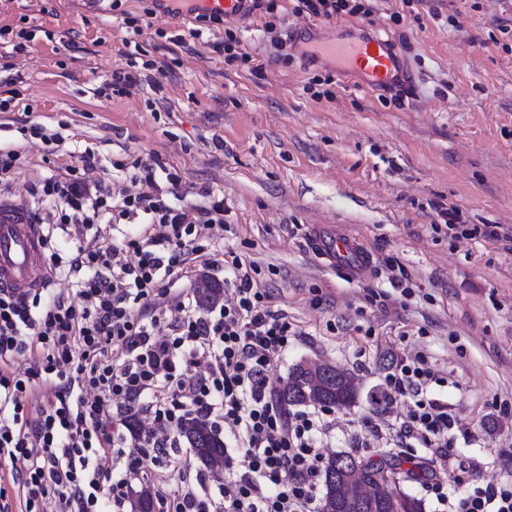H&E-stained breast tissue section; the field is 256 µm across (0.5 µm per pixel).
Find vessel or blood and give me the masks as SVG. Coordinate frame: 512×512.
Returning <instances> with one entry per match:
<instances>
[{
  "mask_svg": "<svg viewBox=\"0 0 512 512\" xmlns=\"http://www.w3.org/2000/svg\"><path fill=\"white\" fill-rule=\"evenodd\" d=\"M251 0H157L156 13L168 17L178 10L191 15L221 13L225 18L247 15ZM306 55H316L354 70L368 90L406 83V64L390 40L360 34L348 38L326 36L299 42ZM306 246L328 265L340 266L353 278L363 277L371 256L358 236L328 226L310 227ZM42 227L27 209L0 201V290L24 294L46 286L52 272L43 255Z\"/></svg>",
  "mask_w": 512,
  "mask_h": 512,
  "instance_id": "1",
  "label": "vessel or blood"
}]
</instances>
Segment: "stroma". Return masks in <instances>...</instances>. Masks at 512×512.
Instances as JSON below:
<instances>
[{"mask_svg":"<svg viewBox=\"0 0 512 512\" xmlns=\"http://www.w3.org/2000/svg\"><path fill=\"white\" fill-rule=\"evenodd\" d=\"M150 6L0 0V27L10 29L0 99L18 104L0 112V149L21 152L0 198L27 203L29 188L88 151L104 195L125 186L119 162L178 173L187 204L223 199L224 227L209 247L257 265L271 310L298 331L274 387L307 359L352 374L357 399L331 414L326 454L429 462L431 449L399 433L406 405L373 401L395 364L420 352L442 379L433 394L469 433L454 453L471 486L512 481V416L493 407L512 400V242L448 231L438 215L455 204L466 227H512V0H381L359 29L403 55L411 78L400 106L297 52L299 37L345 32L349 18L295 17L290 0H274L272 14L228 21L249 55L230 63L219 48L225 29L194 39L186 24L155 19L134 34L124 16L142 18ZM283 13L278 50L265 24ZM131 40L139 50L128 57ZM128 70L136 83L104 95L113 72ZM318 73L331 75L330 97L308 90ZM27 121L60 133V146L28 142ZM312 224L360 233L372 272L354 280L309 253ZM401 274L406 295L391 285Z\"/></svg>","mask_w":512,"mask_h":512,"instance_id":"35a3bbf8","label":"stroma"}]
</instances>
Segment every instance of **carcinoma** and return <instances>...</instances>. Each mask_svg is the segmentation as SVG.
<instances>
[{
    "instance_id": "carcinoma-1",
    "label": "carcinoma",
    "mask_w": 512,
    "mask_h": 512,
    "mask_svg": "<svg viewBox=\"0 0 512 512\" xmlns=\"http://www.w3.org/2000/svg\"><path fill=\"white\" fill-rule=\"evenodd\" d=\"M223 295L224 288L220 284L207 281L204 287L199 289V305L210 308L217 304ZM334 377L338 382L328 385L319 374L304 368L303 363L299 362L292 366L285 386L279 391L281 401L287 405L310 403L339 409L351 407L356 399L353 377L344 370L335 373ZM179 432L207 469L215 470L216 464L224 460V441L206 418L193 416L186 419L181 424ZM338 457L339 454H333L322 465L321 512H336V502L344 496L346 479L336 472ZM357 462L362 477L373 484L379 480H386L385 470L394 471L400 468V464L393 456L380 460L359 457ZM128 499L130 512H155L152 493L144 484L130 488ZM396 512H425V504L422 499L405 492Z\"/></svg>"
}]
</instances>
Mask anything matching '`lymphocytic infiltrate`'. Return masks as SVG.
Wrapping results in <instances>:
<instances>
[{"label":"lymphocytic infiltrate","mask_w":512,"mask_h":512,"mask_svg":"<svg viewBox=\"0 0 512 512\" xmlns=\"http://www.w3.org/2000/svg\"><path fill=\"white\" fill-rule=\"evenodd\" d=\"M377 0H296L295 15L333 19L375 15ZM94 156L31 188L52 198L60 226L110 217L140 221L121 244L75 243L51 252L52 269L79 273L77 302L46 290L0 292V512H122L129 483L189 415L206 416L232 441L224 468L232 480L209 486L203 474L181 488L154 486L159 512H320L324 411L290 412L270 374L295 331L269 309L258 269L233 251L199 244L224 222L220 200L198 208L171 204L152 173L130 177L119 200L92 193ZM224 273L223 305L200 313L191 279L195 259ZM20 358L24 372L12 371ZM437 379L422 355L385 377L377 404L408 401L404 436L434 449L432 470L453 469L448 403L429 394ZM45 390L47 406L29 417L27 393ZM140 405L150 437L128 444L114 403ZM17 487L9 496L5 481ZM427 489L448 512H512V483L489 484L450 500L442 481Z\"/></svg>","instance_id":"1"}]
</instances>
